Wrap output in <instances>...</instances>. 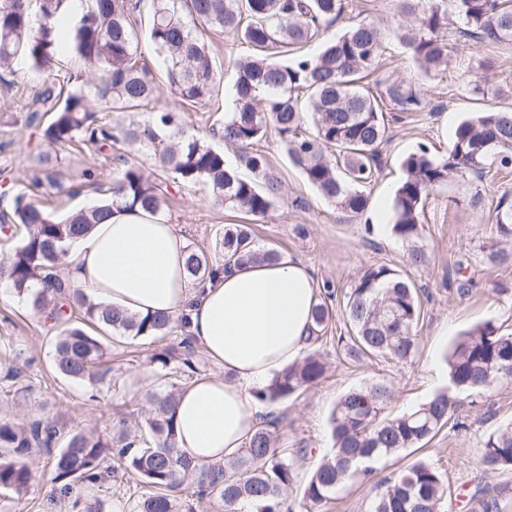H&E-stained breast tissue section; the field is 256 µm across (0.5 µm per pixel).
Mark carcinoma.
Returning <instances> with one entry per match:
<instances>
[{"instance_id":"carcinoma-1","label":"carcinoma","mask_w":512,"mask_h":512,"mask_svg":"<svg viewBox=\"0 0 512 512\" xmlns=\"http://www.w3.org/2000/svg\"><path fill=\"white\" fill-rule=\"evenodd\" d=\"M143 0H92L73 28L76 53L102 71L94 97L112 105V111L130 113L155 101L157 85L151 69L140 63L137 14ZM66 0H0V73L13 70L23 56L38 70L51 71L61 61L59 43ZM344 0H150L148 42L161 57L170 91L200 107L209 105L221 75L214 68L207 34L232 33L255 54L235 63L233 111L222 125L224 142L248 147L274 130L289 159L306 181L336 208L360 214L368 204L359 190L374 182L382 168V146L388 126L382 108L362 79L380 63L383 37L374 24L359 21L325 41L313 55L301 53L319 39L344 12ZM460 34L489 44L512 42V0H456ZM400 13L413 17L402 33L419 70L429 76L447 63L448 7L444 0H401ZM404 110L417 111L424 101L398 85L387 89ZM54 91L36 93L26 123L41 129L50 144L77 140L92 145H138L151 153L155 165L146 168L121 153L110 195L100 204L59 217L35 195L51 174L32 181L29 191L14 198L10 211H0V227L11 231L17 243L0 259V283H5L31 310L53 322L52 360L61 376L87 387L88 399L98 401L111 386L107 341L112 336L157 339L182 328L185 318L167 314L142 318L96 303L59 275L71 241L102 223L115 210L141 208L158 213L165 202L166 180L203 183L217 203L254 218L275 207L280 186L266 172L263 156L245 157V165L264 182L239 175L204 137L180 134L179 116L167 107H153L144 123L128 120L103 124L91 108L89 93L72 91L54 103ZM52 113L43 122L44 113ZM405 178L394 197L392 233L408 246L414 268L429 263L419 244L420 215L431 191L452 176L482 178L487 169L512 168V110L481 112L456 128L451 147L434 155L421 145L402 160ZM497 231L512 239V209L497 210ZM222 261L212 263L195 250L188 251L190 278L201 283L231 265L275 263L282 258L274 248L256 244L248 224L224 226L219 237ZM40 283L55 288L37 289ZM334 285L322 283L313 310L309 338L325 330L333 318L327 304ZM344 313L352 335L347 347L357 356L407 361L418 350L417 327L421 302L414 285L388 265L363 268L346 295ZM180 377L193 378L195 365L191 337ZM448 376L457 391L483 393L512 384V333L503 334L491 322L477 325L452 346ZM327 369L317 352L276 374L259 393L277 404L316 386ZM178 389L145 393L149 405L137 434L120 429L105 440L92 429L68 427L59 416L15 419L0 403V488L24 495L32 485L28 460L33 451L50 456L56 493L75 512H102L97 496L112 480L116 468L136 476L144 491L132 512H182L176 493L184 481L196 479L195 494L202 500L217 496L224 512H294L285 496L296 478L294 451L280 447L274 423L261 421L238 453L224 463L199 466L175 448L173 415ZM392 391L384 383L352 388L332 412L333 446L311 473L300 508L322 512V507L348 480L370 476L379 463L408 448L433 440L455 414L457 401L446 391L435 394L416 409L386 414ZM482 461L487 472L512 470V424L488 435ZM444 480L437 468L418 461L394 479L379 485L369 512H442ZM472 499L480 512H506L509 504L487 485Z\"/></svg>"}]
</instances>
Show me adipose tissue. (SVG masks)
<instances>
[{
    "instance_id": "1",
    "label": "adipose tissue",
    "mask_w": 512,
    "mask_h": 512,
    "mask_svg": "<svg viewBox=\"0 0 512 512\" xmlns=\"http://www.w3.org/2000/svg\"><path fill=\"white\" fill-rule=\"evenodd\" d=\"M175 225L143 210L118 211L70 246L66 280L132 315L186 317V332L224 377L195 378L179 393L176 445L198 464L240 448L267 407L258 390L307 349L319 284L302 262L235 266L203 283L185 268Z\"/></svg>"
}]
</instances>
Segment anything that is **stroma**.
Segmentation results:
<instances>
[{"label": "stroma", "mask_w": 512, "mask_h": 512, "mask_svg": "<svg viewBox=\"0 0 512 512\" xmlns=\"http://www.w3.org/2000/svg\"><path fill=\"white\" fill-rule=\"evenodd\" d=\"M397 12L398 0H345L344 13L330 29L336 35L365 20L379 25L384 36L381 66L365 83L376 97L385 100L390 140L382 148L384 166L379 180L363 189L368 198L363 213L341 212L322 198L289 160L273 133L250 148L251 153L264 156L268 173L284 192V203L266 217L246 220L242 214L215 204L209 189L202 185H170L161 210L183 234L189 248L206 251L212 259L221 257L216 240L225 225L248 222L259 246L277 248L283 257L302 261L318 281L328 280L335 286L333 319L322 337L310 345L311 350L328 358L330 369L317 386L273 407L282 446L297 451L299 481L288 492L289 500L295 503L301 499L304 480L331 447L330 414L343 393L383 382L393 391L389 413L407 412L449 388L445 355L460 334L486 321L512 333V260L494 264L488 259L498 240L496 207L502 202L512 207V169L491 171L479 183L454 177L429 195L421 216L422 243L430 254L427 266H408L407 246L391 232L394 192L404 177L402 159L421 145L436 154L446 153L456 127L470 113L512 108V44L478 43L449 31L448 41L454 48L450 66L426 77L398 36ZM209 41L222 80L218 95L207 108L191 107L172 94L152 46L146 41L141 44L143 57L156 77L157 103L179 111L180 128L187 136L221 128L225 115L233 109L234 63L250 52L245 43L225 32H211ZM98 78V73L70 48L53 72L36 70L22 57L13 72L0 75V192L6 190L14 196L27 191L33 176L41 172L36 159L45 155L51 161L52 175L66 188L59 194L52 187H43L48 210L61 216L105 199L117 168L112 147L51 145L26 124L28 105L45 86L55 85L68 92L79 84L94 86ZM394 83L414 90L426 101V108L400 111L384 97ZM90 172L95 175L91 183L86 180ZM477 191L482 192L484 204L475 209L470 199ZM379 263L390 264L408 276L422 303L418 352L408 361L357 360L346 356L339 342L349 331L342 315L346 293L360 269ZM53 334L48 321L34 315L10 288L0 289V362L5 359L6 348L24 350L30 361L25 379L33 388L29 410L48 404L65 414L70 427L92 428L103 436L119 420L131 421L145 413L144 393L169 388V379L160 377L150 357L157 350L177 347L182 338L178 330L157 342L113 337L112 387L104 400L93 402L82 384L53 372ZM457 399L459 426L443 428L424 449L387 459L375 477L359 478L341 487L324 512H369L379 479L421 460L441 472L450 512H472L475 501L461 500L460 494L475 492L485 484L502 491L512 502V471L486 472L480 454L490 433L512 423V386L489 395L463 392ZM29 466L33 479L28 494L20 497L0 490V512H70L69 505L52 499L48 456L35 454Z\"/></svg>", "instance_id": "obj_1"}]
</instances>
